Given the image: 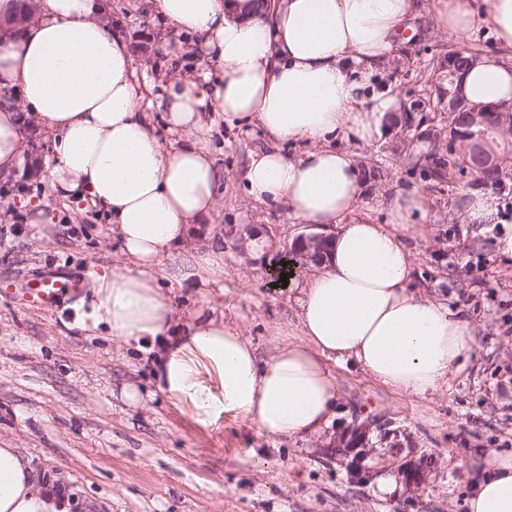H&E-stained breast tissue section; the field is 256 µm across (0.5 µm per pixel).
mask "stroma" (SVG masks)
I'll return each instance as SVG.
<instances>
[{"label":"stroma","instance_id":"stroma-1","mask_svg":"<svg viewBox=\"0 0 512 512\" xmlns=\"http://www.w3.org/2000/svg\"><path fill=\"white\" fill-rule=\"evenodd\" d=\"M112 20L129 43L138 81L151 97L175 75L205 70L197 35L175 33L155 0H111ZM435 0L398 35L394 59L370 79L368 93L395 89L404 111L435 94L448 52L462 46L485 57L512 58L492 30L479 26L466 40L437 28ZM23 162L0 174V288L29 280L48 264L80 268L89 277L121 265L119 241L108 217L90 202L54 196L49 172L53 133L31 112L19 110ZM393 134L369 147L339 137L337 149L357 163L381 167V182L366 183L362 204L377 224L382 202L395 190L422 193L427 214L416 246L415 285L467 311L476 331L468 364L431 400L394 394L348 364L331 365L339 417L321 434L271 440L240 415L198 425L161 392L149 358L93 326L97 298L85 290L58 313L0 298V446L38 458L84 512H466L470 477L487 452L512 454V258L495 255L497 227L468 233L466 203L485 187L475 173L456 179V190L429 188L419 171L392 152ZM208 146L224 181L216 211L191 233L190 246L223 243L222 287L164 282L176 315L193 310L239 325L261 359L286 344L296 325L297 282L311 265L275 278L295 238L308 225L285 210L251 204L241 173L254 151L267 148L260 129L217 122ZM47 202L43 229L31 222L29 203ZM251 231L246 251L224 243L225 225ZM138 393L125 399L124 389ZM358 431L367 454L334 447L339 433ZM457 465H449V456ZM418 469L420 481L383 499L374 483L358 484L356 464Z\"/></svg>","mask_w":512,"mask_h":512}]
</instances>
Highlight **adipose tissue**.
Here are the masks:
<instances>
[{"instance_id":"1","label":"adipose tissue","mask_w":512,"mask_h":512,"mask_svg":"<svg viewBox=\"0 0 512 512\" xmlns=\"http://www.w3.org/2000/svg\"><path fill=\"white\" fill-rule=\"evenodd\" d=\"M175 31H192L223 69L171 82L156 108L155 127L142 110L132 55L112 28L108 0H40L34 19L0 40V89L53 131L51 186L60 198H90L104 208L127 266L99 275L93 289L113 337L157 346L153 374L177 408H191L202 426L232 412L264 434L302 437L327 428L338 394L330 363L351 360L392 392L430 399L448 387L475 346L462 309L416 291L412 243L421 236L411 217L423 213L415 191L386 201L388 221L361 216L363 182L348 153L329 142L344 135L362 144L379 139L400 104L380 94L365 101L361 76L392 57L402 26L419 0H272L265 15L249 0H156ZM436 23L465 39L490 24L512 52V0H437ZM475 104L512 101V63L480 59L463 77ZM255 124L275 140L253 152L244 192L279 204L308 224L336 228L327 258L298 284L297 341L260 360L234 325L190 314L174 322L170 296L155 270L180 253L172 275L217 282L224 253L184 242L210 215L224 179L199 136L208 113ZM282 142H302L291 159ZM22 131L12 102H0V172L21 162ZM469 512H512V456L492 454L469 484ZM70 496L43 482L33 456L0 447V512H70Z\"/></svg>"}]
</instances>
